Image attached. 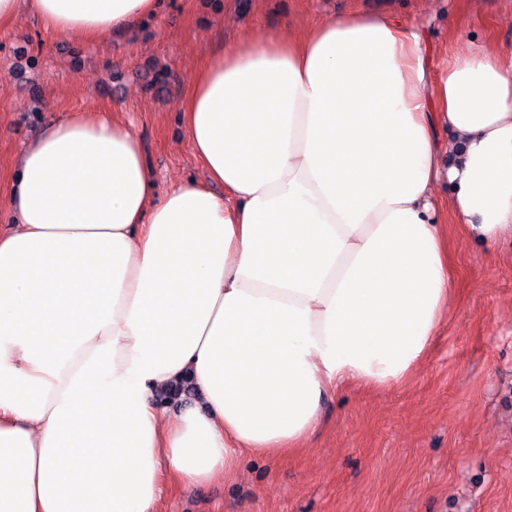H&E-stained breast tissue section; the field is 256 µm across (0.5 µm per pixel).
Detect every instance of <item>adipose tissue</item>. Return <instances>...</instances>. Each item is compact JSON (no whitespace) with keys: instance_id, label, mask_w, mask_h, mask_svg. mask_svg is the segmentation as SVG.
<instances>
[{"instance_id":"obj_1","label":"adipose tissue","mask_w":512,"mask_h":512,"mask_svg":"<svg viewBox=\"0 0 512 512\" xmlns=\"http://www.w3.org/2000/svg\"><path fill=\"white\" fill-rule=\"evenodd\" d=\"M32 4L89 40L157 9ZM181 112L223 195L156 196L130 129L72 112L0 196V512H156L303 447L330 390L405 384L428 356L455 286L445 216L512 236V53L437 70L423 29L355 13L221 48Z\"/></svg>"}]
</instances>
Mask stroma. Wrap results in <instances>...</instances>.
Returning a JSON list of instances; mask_svg holds the SVG:
<instances>
[{
    "instance_id": "stroma-1",
    "label": "stroma",
    "mask_w": 512,
    "mask_h": 512,
    "mask_svg": "<svg viewBox=\"0 0 512 512\" xmlns=\"http://www.w3.org/2000/svg\"><path fill=\"white\" fill-rule=\"evenodd\" d=\"M350 13L423 25L447 49L512 51V0H160L130 31L89 42L23 0L0 27V193L25 147L66 112H116L158 193L205 181L180 106L199 63L245 34H304ZM456 293L428 359L400 386L328 393L306 448L248 457L174 488L159 512H512V241L487 249L446 224Z\"/></svg>"
}]
</instances>
